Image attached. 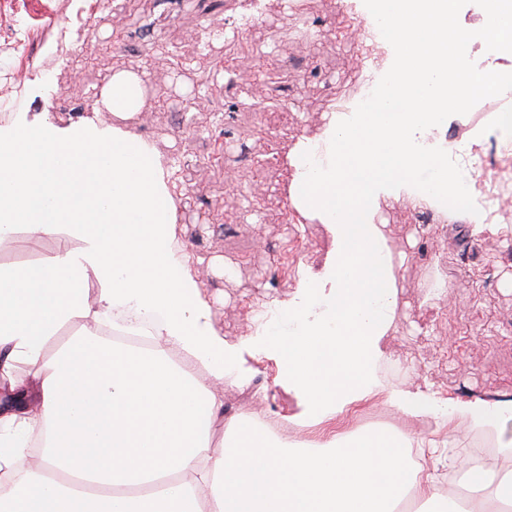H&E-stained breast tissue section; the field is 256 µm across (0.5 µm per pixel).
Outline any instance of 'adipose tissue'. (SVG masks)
I'll list each match as a JSON object with an SVG mask.
<instances>
[{"instance_id": "adipose-tissue-1", "label": "adipose tissue", "mask_w": 512, "mask_h": 512, "mask_svg": "<svg viewBox=\"0 0 512 512\" xmlns=\"http://www.w3.org/2000/svg\"><path fill=\"white\" fill-rule=\"evenodd\" d=\"M455 3L363 0L369 42L393 58L370 77L372 98L355 116L327 114L325 168L304 172L307 141L288 154L298 171L290 203L325 224L332 249L319 270H302L285 325L249 324L237 347L215 340L189 255L172 245L177 206L146 141L96 118L71 129L46 116L0 127V235L21 225L37 239L79 242L34 266L0 267V512H392L408 495L441 501V474L411 459L415 448L440 450L431 435L327 432L293 443L225 418L224 383L249 382L235 370L245 350L273 359L279 382L299 395L295 424L339 421L371 399L405 418L435 414L459 448L449 471L467 470L460 512H512V478L500 473L512 440L476 461L459 430L511 421L512 398L463 401L418 383L394 390L378 374L400 267L373 221L379 200L405 196L448 212L476 237L512 235L511 224L486 225L479 207L448 210L449 198L474 185L424 143L476 97L512 95L496 67L448 70L478 33L492 49H512V0H485L475 27ZM143 97L141 76L118 71L99 105L126 119ZM121 308L160 314L146 354L96 332ZM77 318L92 327L44 357L45 342ZM174 349L204 364L207 377L174 364ZM21 364L30 375L17 374ZM219 418L217 450L208 424ZM35 430L42 450L33 460Z\"/></svg>"}]
</instances>
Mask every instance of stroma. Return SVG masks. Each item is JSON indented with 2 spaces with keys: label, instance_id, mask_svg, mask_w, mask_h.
<instances>
[{
  "label": "stroma",
  "instance_id": "stroma-1",
  "mask_svg": "<svg viewBox=\"0 0 512 512\" xmlns=\"http://www.w3.org/2000/svg\"><path fill=\"white\" fill-rule=\"evenodd\" d=\"M361 0H0V126L48 114L61 128L91 117L114 72L138 73L144 103L127 125L160 154L177 197L176 247L210 307L217 339L239 344L255 303L285 304L301 266L330 248L324 224L286 202L297 140L325 112H353L386 51L365 42ZM375 223L404 258L389 335L387 386L423 378L453 396L512 391V239L449 218L425 224L404 197L380 199ZM62 242L23 229L0 240V265L42 260ZM450 286L436 300V279ZM249 388L225 386V416L251 415L289 438L297 397L274 361L243 354ZM368 401L343 431L404 428Z\"/></svg>",
  "mask_w": 512,
  "mask_h": 512
}]
</instances>
